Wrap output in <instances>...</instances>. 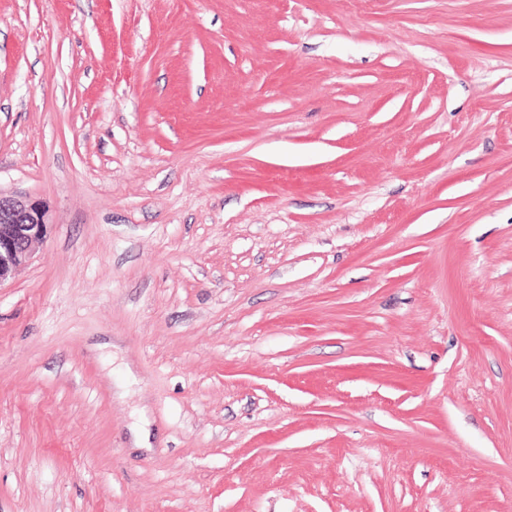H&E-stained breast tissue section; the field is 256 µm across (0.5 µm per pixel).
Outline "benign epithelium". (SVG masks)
<instances>
[{"label":"benign epithelium","instance_id":"1","mask_svg":"<svg viewBox=\"0 0 512 512\" xmlns=\"http://www.w3.org/2000/svg\"><path fill=\"white\" fill-rule=\"evenodd\" d=\"M50 230L48 209L38 201L0 194V285L33 258Z\"/></svg>","mask_w":512,"mask_h":512}]
</instances>
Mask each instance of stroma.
<instances>
[{
  "mask_svg": "<svg viewBox=\"0 0 512 512\" xmlns=\"http://www.w3.org/2000/svg\"><path fill=\"white\" fill-rule=\"evenodd\" d=\"M0 512H512V0H0ZM48 209L0 193V286L33 258L50 230Z\"/></svg>",
  "mask_w": 512,
  "mask_h": 512,
  "instance_id": "1",
  "label": "stroma"
}]
</instances>
